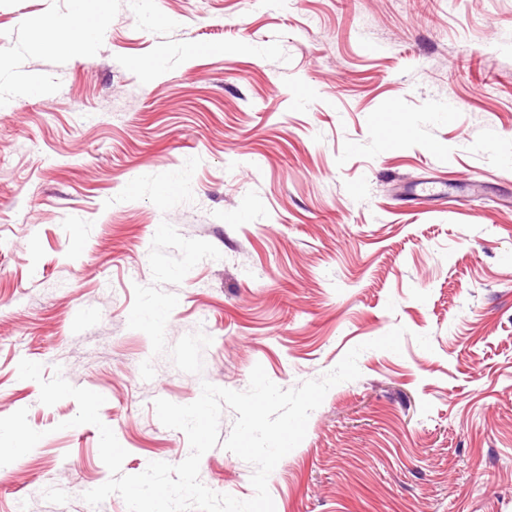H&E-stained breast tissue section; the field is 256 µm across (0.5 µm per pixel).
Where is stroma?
<instances>
[{
  "label": "stroma",
  "mask_w": 512,
  "mask_h": 512,
  "mask_svg": "<svg viewBox=\"0 0 512 512\" xmlns=\"http://www.w3.org/2000/svg\"><path fill=\"white\" fill-rule=\"evenodd\" d=\"M0 0V417L44 434L0 512H85L154 402L322 377L275 512H512V0ZM94 30L86 42L70 25ZM445 192L420 197L417 184ZM222 447L209 489L245 500Z\"/></svg>",
  "instance_id": "35a3bbf8"
}]
</instances>
